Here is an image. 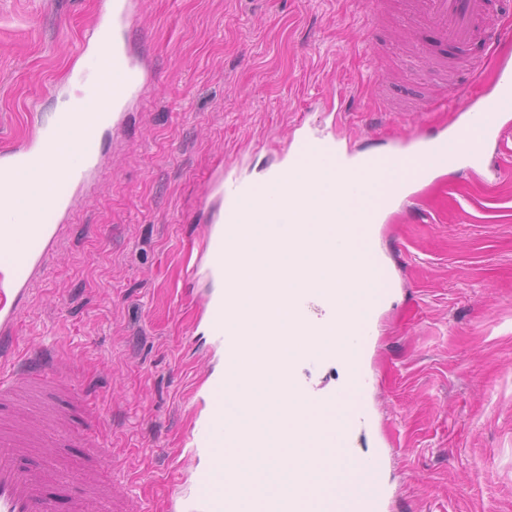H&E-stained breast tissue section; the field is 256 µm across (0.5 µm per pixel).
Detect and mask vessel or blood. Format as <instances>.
Masks as SVG:
<instances>
[{"label":"vessel or blood","instance_id":"b4317fda","mask_svg":"<svg viewBox=\"0 0 512 512\" xmlns=\"http://www.w3.org/2000/svg\"><path fill=\"white\" fill-rule=\"evenodd\" d=\"M402 2L412 18L410 43L429 60L485 36L483 60L494 65L493 84L473 80L461 84L454 98L430 96L423 111L446 109L455 113L458 124L430 136H409L400 148L352 161L335 135L312 127L293 138L285 167L259 179L235 176L216 182L220 207L183 272L189 278L205 272L215 285L204 323L226 366L202 380L204 398L186 430L184 445L196 456L197 469L189 490L177 488L171 494L181 512H250L254 506L259 512H382L387 496L380 479L382 460L361 455L356 442L375 425L367 411L365 361L376 315L395 288L391 268L376 247L378 226L434 174L448 168L483 169L486 145L504 143L512 131V65L499 58L502 46L512 43V28L499 24L485 33L489 0ZM139 11V0H112L110 9L98 12L83 36L82 62L71 68L63 88L60 111L0 150V411L25 423L19 433L0 428V512H53L58 501L73 496L71 486L56 478L51 456L37 464L27 461L42 432L63 421V414L48 411L34 418L17 403L18 393L32 386L73 385L71 369L43 345L27 347L23 358H15L16 332L77 197L99 171L103 134L122 128L129 109L153 85L149 67L131 45ZM84 101L100 104V111L75 113ZM313 166L351 172L359 192L350 202V223H337L333 198L309 185L306 174ZM21 188L36 197L48 194L49 200L35 208L15 207L11 200ZM285 224L306 252L337 251L359 270V278L340 288L335 277L324 276L321 265L312 263L300 276V288H283L288 278L280 260ZM238 263L254 270L246 311L233 309L236 291L226 276ZM285 300L295 309L296 340L290 345L267 317ZM343 314L348 317L344 326L338 323ZM248 339L266 353L263 369L251 374L244 366ZM336 360L347 370L341 386L323 387L298 374L305 366ZM281 383L311 404L305 431L275 428L277 415L291 407L269 404L263 393ZM94 417L82 408L83 426L75 436L95 465L110 462L112 453L104 448ZM289 438L300 462L275 471L274 483L224 466L246 448L276 455ZM94 465L80 479L83 512H98L102 502L113 512H126Z\"/></svg>","mask_w":512,"mask_h":512}]
</instances>
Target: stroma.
Segmentation results:
<instances>
[{
	"mask_svg": "<svg viewBox=\"0 0 512 512\" xmlns=\"http://www.w3.org/2000/svg\"><path fill=\"white\" fill-rule=\"evenodd\" d=\"M105 0H0V146L56 108L73 52ZM401 11L366 32L360 0H142L136 50L153 88L79 202L38 276L18 336L63 356L98 409L113 479L138 512H168L194 459L191 391L217 368L186 251L208 227V183L261 175L297 125L324 122L349 152L433 132L449 112H384L433 77L395 39ZM448 171L381 226L396 279L369 356L360 442L381 452L384 512H512V150Z\"/></svg>",
	"mask_w": 512,
	"mask_h": 512,
	"instance_id": "obj_1",
	"label": "stroma"
}]
</instances>
